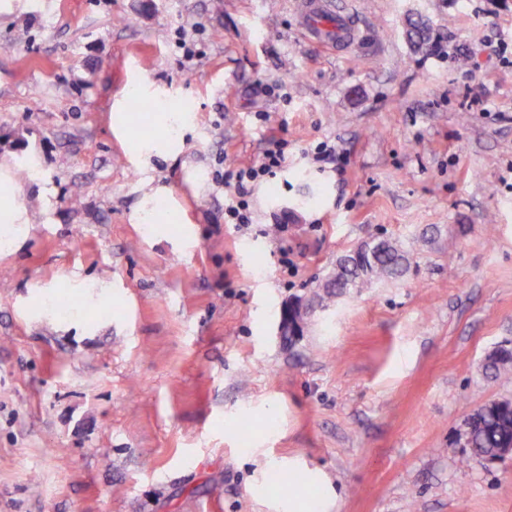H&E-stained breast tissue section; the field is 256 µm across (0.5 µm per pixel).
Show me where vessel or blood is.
<instances>
[{"label":"vessel or blood","instance_id":"b4317fda","mask_svg":"<svg viewBox=\"0 0 512 512\" xmlns=\"http://www.w3.org/2000/svg\"><path fill=\"white\" fill-rule=\"evenodd\" d=\"M306 35L335 48L354 41L357 30L349 15L336 10L332 0H294Z\"/></svg>","mask_w":512,"mask_h":512}]
</instances>
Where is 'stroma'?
Instances as JSON below:
<instances>
[{
    "instance_id": "1",
    "label": "stroma",
    "mask_w": 512,
    "mask_h": 512,
    "mask_svg": "<svg viewBox=\"0 0 512 512\" xmlns=\"http://www.w3.org/2000/svg\"><path fill=\"white\" fill-rule=\"evenodd\" d=\"M335 2L358 30L342 53L292 0H0V164L37 171L27 238L0 252V512H275L264 461L289 457L339 512H512V456L459 465L468 417L512 398L483 371L512 346V0ZM140 82L191 112L178 155L129 148L154 122ZM269 131L286 165L251 226L225 223L212 174ZM150 184L181 217L161 234L136 220ZM377 236L406 275L277 336ZM310 304L301 300H296L288 303L282 308L280 320L277 325V335L284 338L288 337V341H291L293 336H301L304 331L305 324L300 321L299 315L308 311Z\"/></svg>"
}]
</instances>
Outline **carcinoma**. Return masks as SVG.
<instances>
[{
    "label": "carcinoma",
    "mask_w": 512,
    "mask_h": 512,
    "mask_svg": "<svg viewBox=\"0 0 512 512\" xmlns=\"http://www.w3.org/2000/svg\"><path fill=\"white\" fill-rule=\"evenodd\" d=\"M378 245L360 256L352 257L347 251L336 261V267L321 282L319 299L332 298L359 288L358 268H363L365 277L397 279L402 277L409 265L408 255L394 241L377 237ZM483 370L498 376L512 370V350L500 349L498 355L486 360ZM469 455L460 459V464L469 466L485 457L495 456V449L512 445V401L495 400L472 415L468 423Z\"/></svg>",
    "instance_id": "carcinoma-1"
}]
</instances>
